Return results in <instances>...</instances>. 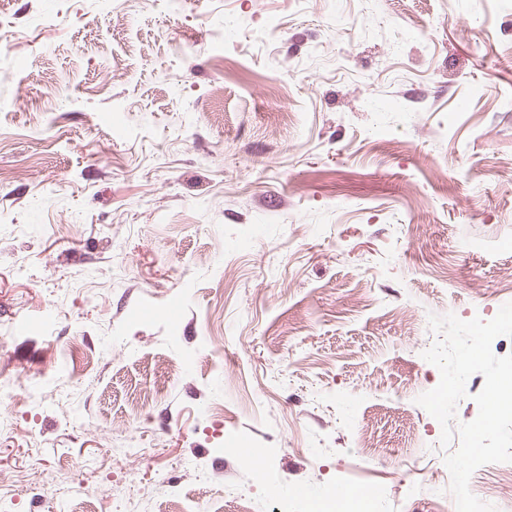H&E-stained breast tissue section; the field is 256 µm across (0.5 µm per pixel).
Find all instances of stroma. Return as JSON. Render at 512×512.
<instances>
[{"label":"stroma","mask_w":512,"mask_h":512,"mask_svg":"<svg viewBox=\"0 0 512 512\" xmlns=\"http://www.w3.org/2000/svg\"><path fill=\"white\" fill-rule=\"evenodd\" d=\"M510 96L504 0H0L13 512H453L416 399L430 315L512 302ZM331 507L327 500H312L307 504V510L299 512H335L336 510H331ZM336 512H376L375 501L369 496L353 495L346 505V510Z\"/></svg>","instance_id":"stroma-1"}]
</instances>
